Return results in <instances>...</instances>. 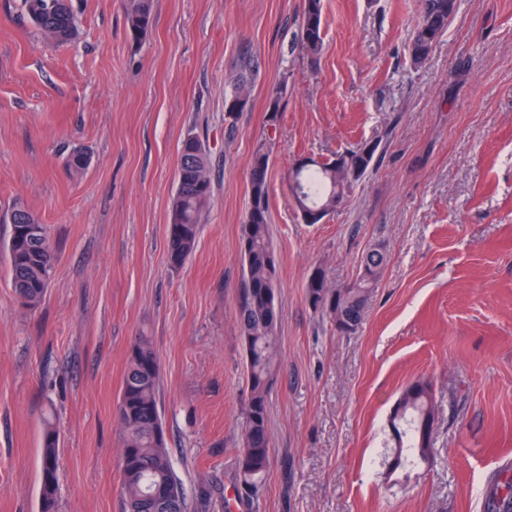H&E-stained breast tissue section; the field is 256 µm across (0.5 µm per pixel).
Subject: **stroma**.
<instances>
[{"label": "stroma", "instance_id": "35a3bbf8", "mask_svg": "<svg viewBox=\"0 0 512 512\" xmlns=\"http://www.w3.org/2000/svg\"><path fill=\"white\" fill-rule=\"evenodd\" d=\"M128 3L72 0L81 36L56 46L22 0H0V512H38L48 419L58 512H120L115 407L141 333L187 512H254L234 492L249 397L236 311L261 147L280 323L256 512H486L488 481L512 463V0H457L419 64L421 0H323L314 56L298 48L304 0H152L137 43ZM246 61L247 103L230 115ZM190 136L212 192L174 269L167 224ZM366 142L380 163L322 223H303L294 164ZM78 146L91 164L72 177ZM19 201L56 254L32 310L7 274ZM378 243L387 261L364 319L337 334L308 305L307 278L319 267L351 283ZM421 378L432 459L406 479L387 471L388 420Z\"/></svg>", "mask_w": 512, "mask_h": 512}]
</instances>
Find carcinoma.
<instances>
[{
    "mask_svg": "<svg viewBox=\"0 0 512 512\" xmlns=\"http://www.w3.org/2000/svg\"><path fill=\"white\" fill-rule=\"evenodd\" d=\"M31 23L51 42L68 43L79 37V26L71 0H23ZM151 0H129L126 19L133 41L143 39L151 27ZM455 12L453 0H422L419 21L408 50L413 63L427 59L448 29ZM302 40L316 55L323 47L322 0H305ZM250 66H243L238 87L226 103L228 114L238 111L236 102L249 84ZM375 153L352 177L341 172L358 162L355 150H346L322 162L296 168L292 174L297 208L315 207L330 213L342 204L361 182ZM89 154L81 147L68 155L65 166L72 174L89 167ZM269 154L259 147L250 170V200L241 233L243 283L237 308V322L246 354L250 395L243 410L244 435L239 448L238 498L255 501L259 484L270 462L269 396L277 364L279 310L277 296V255L269 231L267 172ZM211 193L208 160L202 142L189 136L182 142L178 184L168 224V261L182 266L194 252L203 209ZM7 243L9 275L18 301L35 308L51 283L55 252L38 218L17 204L9 215ZM382 274L369 282L358 276L347 285L332 287L325 272L317 269L306 282L305 296L314 311L331 323L343 321L353 333L361 323L365 306ZM160 366L150 337L140 334L130 347L116 420L121 431L120 499L123 512H186V495L173 471L158 400ZM435 421L432 386L418 380L401 393L391 426L396 435V456L392 470L403 467L404 448L417 453L420 461L431 459L430 436ZM59 434L47 425L41 456L39 512L57 509V457ZM488 512H512V471L507 469L487 491Z\"/></svg>",
    "mask_w": 512,
    "mask_h": 512,
    "instance_id": "obj_1",
    "label": "carcinoma"
}]
</instances>
